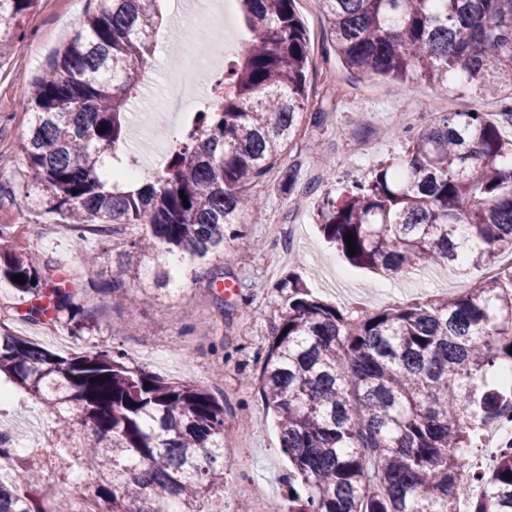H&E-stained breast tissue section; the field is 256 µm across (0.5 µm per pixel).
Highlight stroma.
Listing matches in <instances>:
<instances>
[{"mask_svg":"<svg viewBox=\"0 0 512 512\" xmlns=\"http://www.w3.org/2000/svg\"><path fill=\"white\" fill-rule=\"evenodd\" d=\"M87 7L88 0H42L24 18L11 54L0 60V240L13 250L37 251L53 259L61 276L78 275L80 287L87 290L83 302L96 311L100 328L76 338L64 328L23 322L24 303L2 283L5 328L63 355L116 347L133 365L210 389L224 402V459L231 470L223 494L204 502L205 512H241L246 500L237 489L249 480L264 487L268 502L286 500L288 461L258 382L260 358L272 338L265 312L285 301L279 281L295 273L312 295L353 317L421 303L432 295H457L468 281L487 278L482 266L469 267L462 276L436 265L400 281L350 266L318 231L319 205L325 197L336 196L342 185L369 180L380 162L401 152L409 133L428 126L436 114L478 110L500 122L499 106L449 94L444 85L416 76L399 83L348 71L336 53L320 0H297L312 62L303 121L287 153L295 157L299 182L307 190L304 208L292 210L277 178L268 179L257 187L266 204L264 220L239 225L237 236L227 239L230 260L210 259L199 267L198 281L159 291L149 304L115 307L95 291L100 280L112 276L108 240L91 234L77 237L63 215L33 207L32 177L22 152L29 122L23 105L31 84L74 35ZM159 8L164 23L152 51V78L130 108L128 143L137 167L152 165L160 150L182 135L180 102L167 91L171 75L183 65L181 50L199 38L222 47L228 30L238 47L252 38L233 6L226 23L203 0L193 4V18L184 21L177 18V0H161ZM89 250L100 253L97 266H85L83 254ZM219 267L232 287L220 309L209 286ZM243 453L250 459L245 469L238 464Z\"/></svg>","mask_w":512,"mask_h":512,"instance_id":"1","label":"stroma"}]
</instances>
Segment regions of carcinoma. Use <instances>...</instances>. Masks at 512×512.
<instances>
[{
    "instance_id": "cac0c4a2",
    "label": "carcinoma",
    "mask_w": 512,
    "mask_h": 512,
    "mask_svg": "<svg viewBox=\"0 0 512 512\" xmlns=\"http://www.w3.org/2000/svg\"><path fill=\"white\" fill-rule=\"evenodd\" d=\"M159 0H93L78 31L38 76L22 150L38 181L34 207L115 243L119 301L129 272L156 289L224 255L253 191L280 161L307 101L310 45L296 0H239L255 42L224 71L228 90L197 112L156 178L116 179L127 108L151 59ZM344 65L404 81L416 74L512 121V0H320ZM39 0H0V47ZM184 196H179V192ZM189 206H183V202ZM320 230L354 266L398 279L445 263L458 273L512 252V140L486 113L448 112L412 135L371 181L325 198ZM352 234L357 253L349 254ZM186 264L170 267L162 253ZM21 274L25 283L12 276ZM27 302L23 321L99 329L51 260L0 243V279ZM288 308L272 318L258 381L278 422L288 503L278 512H460L461 457L480 424L512 407V269L453 297L346 318L291 273ZM103 382L96 381V378ZM33 398L53 421L43 435L54 472L21 454L0 420V512H202L224 487V403L190 382L130 367L119 351L63 357L0 330V405ZM90 475L88 496L69 491ZM468 512H512V449L483 478Z\"/></svg>"
}]
</instances>
